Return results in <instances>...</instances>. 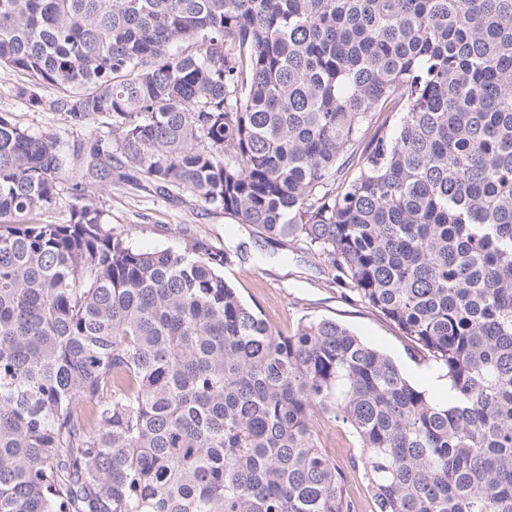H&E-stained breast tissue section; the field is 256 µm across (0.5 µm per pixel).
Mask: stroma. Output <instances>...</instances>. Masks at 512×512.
<instances>
[{
    "label": "stroma",
    "mask_w": 512,
    "mask_h": 512,
    "mask_svg": "<svg viewBox=\"0 0 512 512\" xmlns=\"http://www.w3.org/2000/svg\"><path fill=\"white\" fill-rule=\"evenodd\" d=\"M25 81L24 74L0 68V112L9 113L30 130L56 129L75 140L88 139L94 130L103 131L100 123L91 131L71 128L65 112L56 105L59 93L54 87L42 88V105L30 106L16 93ZM71 180L87 186L110 227L124 233L136 248L185 252L202 244L230 251L233 262L224 269L226 279L276 332L288 336L304 320L334 319L397 361L410 382L423 384L426 368L406 356V340L399 331L368 306L345 297L342 289L330 283L318 260L293 243L268 238L223 210L200 205L186 191L162 198L131 180L92 175L80 164ZM315 433L344 473L357 512H371V492L355 435L331 419L319 420Z\"/></svg>",
    "instance_id": "obj_1"
}]
</instances>
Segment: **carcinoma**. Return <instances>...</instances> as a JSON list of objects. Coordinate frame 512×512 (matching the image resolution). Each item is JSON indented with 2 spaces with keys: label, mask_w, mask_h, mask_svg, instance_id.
<instances>
[{
  "label": "carcinoma",
  "mask_w": 512,
  "mask_h": 512,
  "mask_svg": "<svg viewBox=\"0 0 512 512\" xmlns=\"http://www.w3.org/2000/svg\"><path fill=\"white\" fill-rule=\"evenodd\" d=\"M0 66L109 119L0 114V217L80 158L186 190L314 252L448 390L334 319L275 332L231 253L137 249L76 183L67 222L0 223V512H355L320 417L372 512H512V0H0ZM314 430L323 449L346 476L347 494L357 512H370L371 492L359 462L360 448L355 435L333 419H320Z\"/></svg>",
  "instance_id": "obj_1"
}]
</instances>
